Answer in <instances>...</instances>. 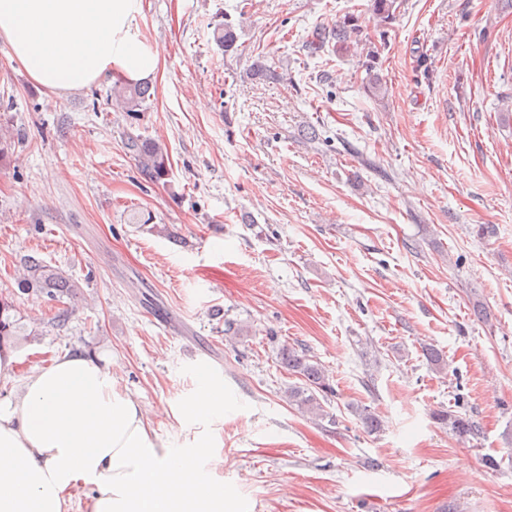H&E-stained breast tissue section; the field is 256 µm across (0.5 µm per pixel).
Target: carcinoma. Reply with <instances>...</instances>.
I'll list each match as a JSON object with an SVG mask.
<instances>
[{"instance_id": "cac0c4a2", "label": "carcinoma", "mask_w": 512, "mask_h": 512, "mask_svg": "<svg viewBox=\"0 0 512 512\" xmlns=\"http://www.w3.org/2000/svg\"><path fill=\"white\" fill-rule=\"evenodd\" d=\"M400 8L401 0H371L370 11L374 28L381 37H386L389 29L399 19ZM213 36L216 44L224 50V54L228 55L238 50L236 26L229 19H224V23L214 30ZM308 44L313 54L324 52L328 44L332 45V51L338 54L352 51L358 53L364 58L368 92L374 97L385 98L387 84L378 72L381 47L375 43L359 18L349 16L336 22L332 27H314L309 33ZM250 76L258 81L283 80L281 73L261 59L253 63ZM146 98L147 89L137 83L117 79L112 86V99L124 112L135 114L143 111ZM126 149L135 157L139 171L150 182L158 184L168 178L171 162L165 145L149 137L130 134L127 137ZM18 286L24 294L45 296L51 301L71 296L77 288L62 271L32 257L24 261V273L18 281ZM13 310L15 305L12 298L0 293V345L17 332V320L11 315ZM278 356L280 366L300 380V384L290 385L285 390L288 403L297 406L306 414L321 416L323 406L320 398L334 393L321 364L311 359L304 350L293 346L280 348ZM355 413L367 431L381 430L382 420L376 414L358 408L355 409ZM436 419L461 440L475 438L479 434L478 423L465 414L446 411L437 414Z\"/></svg>"}]
</instances>
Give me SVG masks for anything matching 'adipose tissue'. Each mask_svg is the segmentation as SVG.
Wrapping results in <instances>:
<instances>
[{
    "mask_svg": "<svg viewBox=\"0 0 512 512\" xmlns=\"http://www.w3.org/2000/svg\"><path fill=\"white\" fill-rule=\"evenodd\" d=\"M144 0H0V39L27 76L51 94L93 82L156 74L162 53L146 44ZM188 413L224 414V391L197 372ZM201 448L158 445L140 405L117 392L110 364L82 353L31 374L0 402V512H224V486ZM91 501H76L79 485Z\"/></svg>",
    "mask_w": 512,
    "mask_h": 512,
    "instance_id": "adipose-tissue-1",
    "label": "adipose tissue"
}]
</instances>
